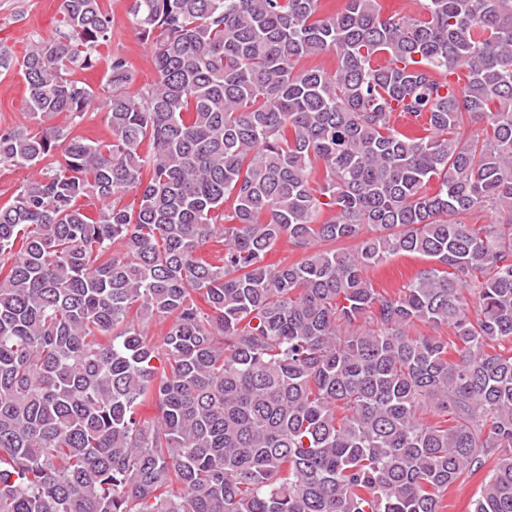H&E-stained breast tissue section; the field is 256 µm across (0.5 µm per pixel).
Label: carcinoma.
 I'll use <instances>...</instances> for the list:
<instances>
[{
  "mask_svg": "<svg viewBox=\"0 0 512 512\" xmlns=\"http://www.w3.org/2000/svg\"><path fill=\"white\" fill-rule=\"evenodd\" d=\"M59 13L0 46V167L38 170L0 205V512H442L489 461L472 512H512V0H128L156 78L112 57L104 143L73 75L112 18ZM397 255L432 265L382 294ZM27 112L22 78L14 73L0 74V129L30 124Z\"/></svg>",
  "mask_w": 512,
  "mask_h": 512,
  "instance_id": "1",
  "label": "carcinoma"
}]
</instances>
